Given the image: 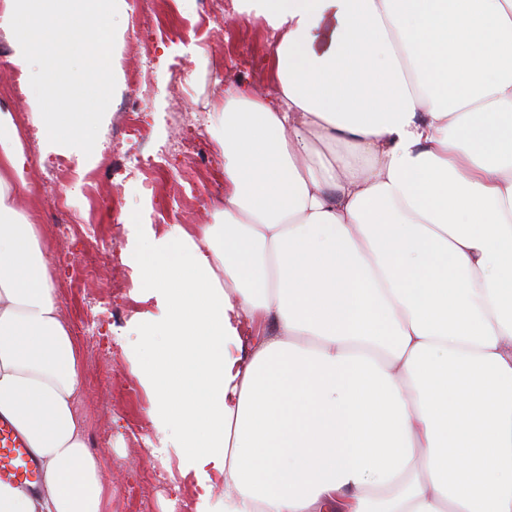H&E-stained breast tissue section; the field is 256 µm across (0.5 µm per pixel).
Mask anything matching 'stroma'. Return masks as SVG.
I'll return each instance as SVG.
<instances>
[{"instance_id":"stroma-1","label":"stroma","mask_w":512,"mask_h":512,"mask_svg":"<svg viewBox=\"0 0 512 512\" xmlns=\"http://www.w3.org/2000/svg\"><path fill=\"white\" fill-rule=\"evenodd\" d=\"M185 24L182 41L166 39L162 25ZM123 40L116 51L121 74L97 138L98 149L70 177L57 181L58 162L70 159V147L47 143L34 122L24 92L18 91L15 45L0 37V88L14 94L0 107L11 110L29 158L26 178L32 192L19 201L32 223L41 228L63 316L82 359V391L77 411L84 421L90 449L99 455L112 482L109 512H197V479L184 471L180 449L156 455L149 445L155 428L149 416L151 393L136 375L129 356L128 332L135 315L158 314L155 300H141L132 267L120 255L134 243L131 225L147 224L155 232L168 225L211 224L224 201V156L210 133L224 108V84L245 79L250 66H261L270 32L263 19L225 8L223 20L209 18L198 0H155L145 25L130 15L118 19ZM150 41V57L135 50ZM147 73L154 90L141 101L148 142L119 135L116 112L132 89L130 78ZM203 138L211 153L210 170L185 173V156L177 142ZM168 148V180L145 189L134 169L136 159ZM60 191L73 224H94L95 238L71 237L59 248L54 226L60 216L49 196ZM118 192L122 227L113 230L101 218V200ZM115 246L118 260L96 264L90 277L79 269L104 246Z\"/></svg>"}]
</instances>
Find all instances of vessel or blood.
Listing matches in <instances>:
<instances>
[{
	"label": "vessel or blood",
	"instance_id": "vessel-or-blood-1",
	"mask_svg": "<svg viewBox=\"0 0 512 512\" xmlns=\"http://www.w3.org/2000/svg\"><path fill=\"white\" fill-rule=\"evenodd\" d=\"M0 485L38 492L40 472L23 436L10 422L0 418Z\"/></svg>",
	"mask_w": 512,
	"mask_h": 512
}]
</instances>
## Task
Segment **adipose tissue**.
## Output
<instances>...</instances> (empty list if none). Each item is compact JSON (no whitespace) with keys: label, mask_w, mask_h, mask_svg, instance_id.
I'll list each match as a JSON object with an SVG mask.
<instances>
[{"label":"adipose tissue","mask_w":512,"mask_h":512,"mask_svg":"<svg viewBox=\"0 0 512 512\" xmlns=\"http://www.w3.org/2000/svg\"><path fill=\"white\" fill-rule=\"evenodd\" d=\"M269 95L226 86L220 222L141 237L132 361L224 512H512V0H242ZM0 109V415L43 492L107 512L81 358Z\"/></svg>","instance_id":"obj_1"}]
</instances>
